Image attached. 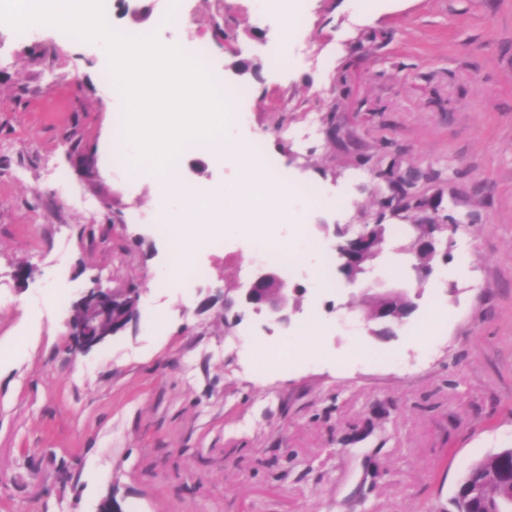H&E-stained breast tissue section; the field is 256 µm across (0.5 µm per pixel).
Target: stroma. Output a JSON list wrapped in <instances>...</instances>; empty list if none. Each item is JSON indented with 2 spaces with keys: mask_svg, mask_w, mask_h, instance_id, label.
Masks as SVG:
<instances>
[{
  "mask_svg": "<svg viewBox=\"0 0 512 512\" xmlns=\"http://www.w3.org/2000/svg\"><path fill=\"white\" fill-rule=\"evenodd\" d=\"M105 2L126 33L181 5L184 37L248 91L234 137L324 199L287 270L301 287L287 332L252 313L225 327L203 299L237 296L265 259L228 236L196 254L203 276L162 287L160 188L111 159L125 103L103 82L104 46L0 27V512H97L110 495L123 512H451L471 466L512 448V0H374L366 14L308 0L284 67L267 53L278 20L254 0ZM413 169L416 192L460 221L452 260L418 282L404 247L419 215H386L373 274L420 298L393 336H370V294L341 280L318 227L373 223L390 176ZM234 177L190 144L170 181ZM95 284L144 298L134 327L82 354L65 321ZM307 325L314 357L257 369L247 344ZM356 342L380 359L351 357Z\"/></svg>",
  "mask_w": 512,
  "mask_h": 512,
  "instance_id": "1",
  "label": "stroma"
}]
</instances>
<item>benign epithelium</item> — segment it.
Listing matches in <instances>:
<instances>
[{"label": "benign epithelium", "mask_w": 512, "mask_h": 512, "mask_svg": "<svg viewBox=\"0 0 512 512\" xmlns=\"http://www.w3.org/2000/svg\"><path fill=\"white\" fill-rule=\"evenodd\" d=\"M401 204V181L396 177L390 180L389 193L380 200V212L374 223L362 225L354 235L340 226L333 231L338 272L348 283H359L366 291H376L374 302L360 317L367 332L373 336L393 335L394 326L403 323L417 309V303L408 290L381 292L378 281L371 277L373 262L381 254L385 242V213ZM440 204L439 197H423L418 206L421 211L433 213L426 223L417 225L418 235L409 245L416 255L427 256L416 267L420 282L428 281L433 275L435 263H448L450 242L444 240V233L456 228V224L455 218L449 214L442 218L437 216ZM300 291L301 288L291 284L278 269L263 267L237 298H228L219 291L207 296L203 305L221 304L224 316H232L234 324L242 320L243 312L247 310L264 315L272 324L286 326L290 323V315L299 311L293 298ZM141 301L142 292L139 290L126 288L116 292L98 285L82 289L75 303V314L65 321L73 349L88 352L125 332L136 323ZM494 461L501 476L502 497L511 503L512 448L496 453Z\"/></svg>", "instance_id": "1"}]
</instances>
